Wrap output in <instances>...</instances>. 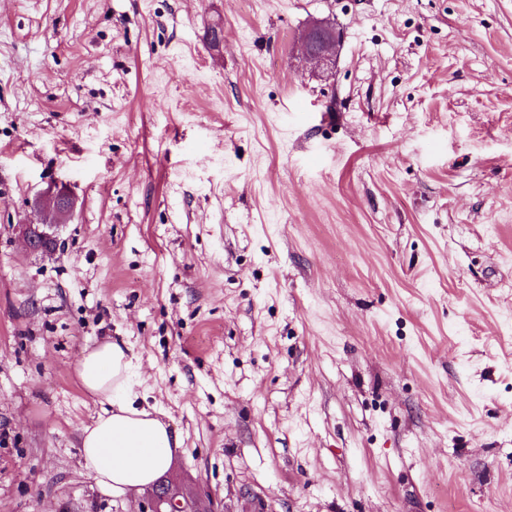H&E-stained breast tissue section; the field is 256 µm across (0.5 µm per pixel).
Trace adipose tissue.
I'll return each instance as SVG.
<instances>
[{
    "instance_id": "obj_1",
    "label": "adipose tissue",
    "mask_w": 512,
    "mask_h": 512,
    "mask_svg": "<svg viewBox=\"0 0 512 512\" xmlns=\"http://www.w3.org/2000/svg\"><path fill=\"white\" fill-rule=\"evenodd\" d=\"M134 368L131 349L112 341L86 351L77 366L81 387L100 404L81 432L82 465L105 494L118 499L169 473L183 445L180 433L156 412L135 407Z\"/></svg>"
}]
</instances>
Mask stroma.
<instances>
[{"label": "stroma", "mask_w": 512, "mask_h": 512, "mask_svg": "<svg viewBox=\"0 0 512 512\" xmlns=\"http://www.w3.org/2000/svg\"><path fill=\"white\" fill-rule=\"evenodd\" d=\"M108 340L201 512H512V0H0V512H145ZM334 28V24L329 19H316L305 32L303 41L304 55L316 68H323L336 57L338 41L333 31ZM318 37L322 39L321 50L316 53H309L306 50L305 42L307 43L311 39ZM43 197L47 200L48 207L47 210L40 207L39 223L53 218L55 224H22L18 228L30 251L51 252L57 243L53 229L72 215L75 199L69 191L62 189L48 191ZM134 368L131 349L107 341L86 351L76 370L83 390L101 405L81 432L82 465L105 494L118 499L140 494L169 473L183 445L155 408L134 406Z\"/></svg>", "instance_id": "1"}]
</instances>
